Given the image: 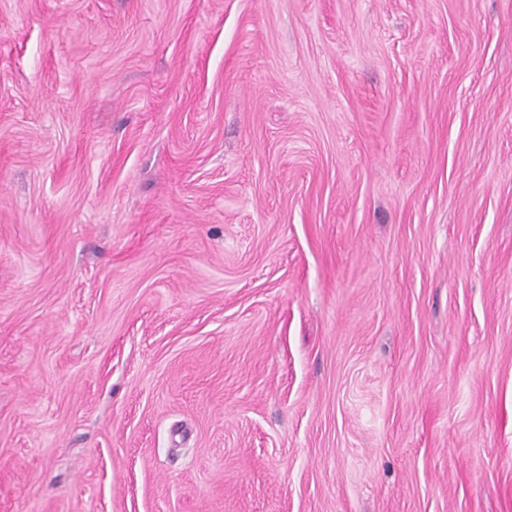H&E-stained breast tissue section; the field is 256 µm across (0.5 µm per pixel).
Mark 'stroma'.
I'll return each instance as SVG.
<instances>
[{"label":"stroma","mask_w":512,"mask_h":512,"mask_svg":"<svg viewBox=\"0 0 512 512\" xmlns=\"http://www.w3.org/2000/svg\"><path fill=\"white\" fill-rule=\"evenodd\" d=\"M0 512H512V0H0Z\"/></svg>","instance_id":"obj_1"}]
</instances>
